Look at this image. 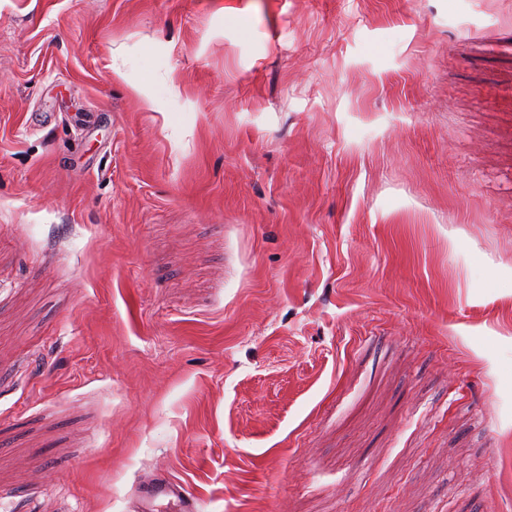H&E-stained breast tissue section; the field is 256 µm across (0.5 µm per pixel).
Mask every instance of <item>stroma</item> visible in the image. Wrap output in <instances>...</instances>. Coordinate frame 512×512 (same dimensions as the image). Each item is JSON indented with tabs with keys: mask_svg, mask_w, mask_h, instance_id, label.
Instances as JSON below:
<instances>
[{
	"mask_svg": "<svg viewBox=\"0 0 512 512\" xmlns=\"http://www.w3.org/2000/svg\"><path fill=\"white\" fill-rule=\"evenodd\" d=\"M512 512V0H0V512ZM134 496L138 512H159L172 509L176 512H201L200 499L183 483L172 480L164 473H154L140 481Z\"/></svg>",
	"mask_w": 512,
	"mask_h": 512,
	"instance_id": "stroma-1",
	"label": "stroma"
}]
</instances>
